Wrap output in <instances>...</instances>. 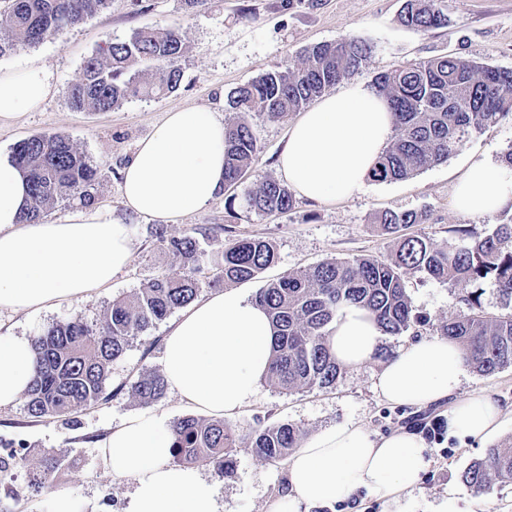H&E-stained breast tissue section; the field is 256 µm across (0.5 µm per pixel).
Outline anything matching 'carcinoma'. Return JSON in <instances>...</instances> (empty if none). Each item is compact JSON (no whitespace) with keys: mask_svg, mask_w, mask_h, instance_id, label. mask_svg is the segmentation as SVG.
<instances>
[{"mask_svg":"<svg viewBox=\"0 0 512 512\" xmlns=\"http://www.w3.org/2000/svg\"><path fill=\"white\" fill-rule=\"evenodd\" d=\"M109 0H8L0 23V57L17 44L37 45L58 31L74 27ZM404 25L428 32L448 24L443 0H405ZM186 43L176 27L138 28L127 40L107 39L84 62L81 77L68 90L77 111L110 112L133 99L176 91L182 81L179 65ZM372 53L358 37H343L306 48L300 57L266 72L228 95L235 117L225 123L224 184L233 186L253 167L260 152L249 121L258 113L271 121L297 112L357 71ZM140 65L152 70L143 72ZM376 90L394 114L395 136L378 157L369 178L385 183L409 179L448 157L487 123L512 114V68L495 67L463 57L433 56L402 63L375 78ZM13 162L25 174L31 195L22 221L42 219L44 207L59 200L91 204L97 166L65 135L39 134L20 141ZM240 206L261 215L285 214L294 208L288 187L268 177L248 192ZM428 215L386 211L374 218L389 232L424 224ZM179 266L112 302L103 316L88 322L71 318L33 337L35 374L24 407L32 418L70 415L106 399L112 362L130 341L174 310L197 297L201 262L219 269L230 282L255 278L276 259L273 244L240 238L210 259L201 249L207 232L196 229L169 237L156 229ZM425 272L442 283L494 280L506 307L512 306V216L481 236L456 226L448 239L433 244L425 235L402 238L387 257L327 259L306 270L289 272L256 294L276 333L268 380L282 390L331 388L341 373L328 346L330 325L344 304L368 309L386 335L411 329L412 313L403 275ZM461 348L477 372L493 374L512 366V313L490 316L480 293L469 291L464 308L436 327ZM140 402L149 404L165 391L164 377L141 374L133 386ZM173 458L182 464H205L226 473L236 447L235 429L222 419L188 416L172 426ZM299 429L290 423L259 426L249 433L251 448L278 462L298 446ZM461 481L477 495L498 483H512V448H490L462 471Z\"/></svg>","mask_w":512,"mask_h":512,"instance_id":"obj_1","label":"carcinoma"}]
</instances>
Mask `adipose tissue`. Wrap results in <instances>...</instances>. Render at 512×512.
<instances>
[{
  "label": "adipose tissue",
  "mask_w": 512,
  "mask_h": 512,
  "mask_svg": "<svg viewBox=\"0 0 512 512\" xmlns=\"http://www.w3.org/2000/svg\"><path fill=\"white\" fill-rule=\"evenodd\" d=\"M54 72L32 63L0 68V122L41 108ZM394 116L383 95L350 83L301 112L288 128L278 170L299 197L330 202L360 191L386 147ZM224 123L210 110L167 113L139 142L123 170L125 206L137 215L171 221L205 208L224 186ZM28 188L19 169L0 159V311L37 314L108 285L133 253L130 225L106 208H79L62 222H21ZM467 215L512 211V169L471 163L454 191ZM383 333L373 316L343 306L330 346L341 367L377 355ZM274 336L265 311L242 289L210 294L187 306L169 327L162 365L168 388L194 409L226 416L250 406L268 373ZM466 362L444 336L410 343L388 361L376 389L388 403L426 407L448 402L451 433L493 434L504 408L494 397L457 399ZM34 374L26 336L0 334V407L15 405ZM112 476L134 483L126 512H218V492L192 467L173 463L165 414L123 421L100 444ZM429 448L414 432L379 435L357 424L328 428L301 446L286 470L288 491L272 512H312L358 491L387 500L412 487L425 471Z\"/></svg>",
  "instance_id": "ef3b65f1"
}]
</instances>
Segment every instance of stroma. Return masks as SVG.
<instances>
[{"label": "stroma", "mask_w": 512, "mask_h": 512, "mask_svg": "<svg viewBox=\"0 0 512 512\" xmlns=\"http://www.w3.org/2000/svg\"><path fill=\"white\" fill-rule=\"evenodd\" d=\"M404 0H207L188 12L180 0H110L108 6L83 24L59 31L38 45L19 44L0 57V66L21 61L44 65L56 75V87L42 108L0 122V158L10 159L17 143L37 134H62L88 155L99 169L92 194L96 206L111 210L114 218L133 229V255L129 265L111 284L89 296L37 315L0 313V331L13 336H34L58 321L82 317L99 319L112 301L167 272L171 253L156 236L157 221L128 211L122 201L120 171L138 143L149 137L166 113L191 107L216 111L231 120L227 96L261 74L277 68L288 55L319 42L345 36L366 39L374 50L354 73L357 82L373 84L376 76L407 60L435 55L460 56L479 63L512 68V0H446L447 26L423 33L401 25ZM178 26L187 45L181 61L179 89L155 99L131 100L109 112H78L68 102V89L82 73L83 63L105 39H126L141 27ZM296 113L270 121L253 117L251 123L261 144L252 170L235 186L222 192L204 209L168 224L167 233L178 236L193 228L208 229L202 242L208 255L221 253L242 237L261 238L275 246L277 259L254 279L243 282L248 296L285 273L307 269L330 258L385 257L400 238L425 234L442 243L450 227L464 225L482 234L492 230L500 215L468 216L453 207V187L474 160L501 162L512 149V116L486 124L449 156L447 162L429 166L411 179L367 182L354 196L336 202L314 203L299 198L293 210L279 215H259L238 210L227 213L231 197H243L266 177H278L276 157ZM425 211L430 220L389 233L374 224L382 211ZM406 293L421 321L408 332L382 338L373 361L355 369H342L331 389L300 388L284 391L261 382L255 401L231 418L240 438L232 452L234 468L227 475L201 466L202 476L215 484L222 512H271L285 489L286 465L255 455L247 438L251 428L289 422L302 439L340 424H360L388 434L400 428L422 429L437 424L429 437L432 453L428 466L411 488L385 502L359 493L327 512H512V483L495 486L487 495L474 494L460 475L489 448L512 442V367L492 375L467 370L459 394L489 393L505 407L500 431L491 437L460 438L446 428L447 403L425 409L386 402L375 383L383 365L416 339L433 335L432 325L455 317L465 283L452 285L411 271L404 276ZM169 326L160 321L137 335L125 354L112 365L106 391L108 402L80 413L34 419L23 404L0 408V458L17 452L27 465H10L0 485V512H51L52 494L64 491L74 500L76 512H124L133 490L130 480L112 477L99 449L112 428L144 411L131 387L139 373L161 371L162 344ZM58 459L63 470L54 490L35 483L48 460Z\"/></svg>", "instance_id": "1"}]
</instances>
